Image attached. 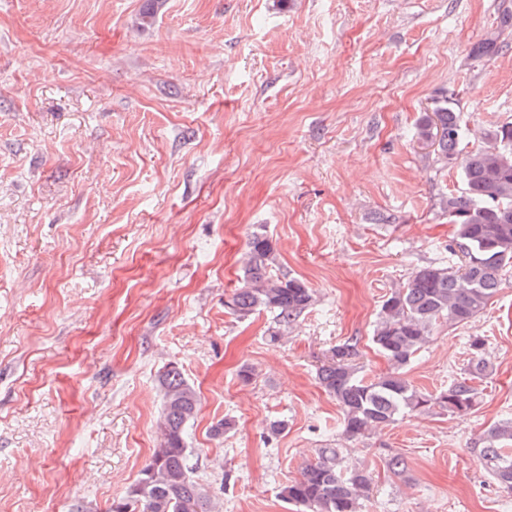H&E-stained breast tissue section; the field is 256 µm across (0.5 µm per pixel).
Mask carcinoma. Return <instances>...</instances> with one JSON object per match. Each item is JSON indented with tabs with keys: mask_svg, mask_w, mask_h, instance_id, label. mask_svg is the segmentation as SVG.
Wrapping results in <instances>:
<instances>
[{
	"mask_svg": "<svg viewBox=\"0 0 512 512\" xmlns=\"http://www.w3.org/2000/svg\"><path fill=\"white\" fill-rule=\"evenodd\" d=\"M162 3L146 0L138 25L152 24ZM415 135L423 142H437L441 155L460 169L462 188L448 194L443 208L448 223L454 225V241L463 259L457 268L416 270L383 301L372 341L390 365L387 373L370 381L360 377L354 363L357 344L351 342L336 346L328 363L318 369L319 383L339 405L343 430L350 438L388 426L408 413L467 414L477 404V381L493 372L485 337L470 336L463 376L431 392L417 388L405 376L437 323L471 322L498 293L503 272L512 269V122L489 128L484 144L464 153L459 150L460 115L445 101L418 120ZM277 259L273 239L253 234L241 283L224 301V308L239 319L261 311L272 313L274 340L314 300L304 280L273 274ZM160 385L158 448L127 494L112 502L110 512H218L217 502L189 464L187 430L199 411V396L173 364L161 374ZM474 453L489 478L512 492V418L485 429ZM371 486L369 471L347 467L342 449L322 448L316 462L282 487L281 497L301 512H360Z\"/></svg>",
	"mask_w": 512,
	"mask_h": 512,
	"instance_id": "obj_1",
	"label": "carcinoma"
}]
</instances>
